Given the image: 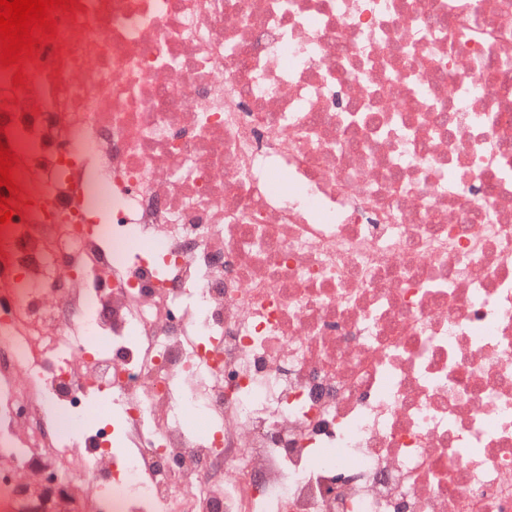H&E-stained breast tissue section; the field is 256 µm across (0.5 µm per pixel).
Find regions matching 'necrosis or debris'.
<instances>
[{
  "instance_id": "4bbe7bcc",
  "label": "necrosis or debris",
  "mask_w": 512,
  "mask_h": 512,
  "mask_svg": "<svg viewBox=\"0 0 512 512\" xmlns=\"http://www.w3.org/2000/svg\"><path fill=\"white\" fill-rule=\"evenodd\" d=\"M53 17L0 66V512L49 465L88 512H512V0Z\"/></svg>"
}]
</instances>
